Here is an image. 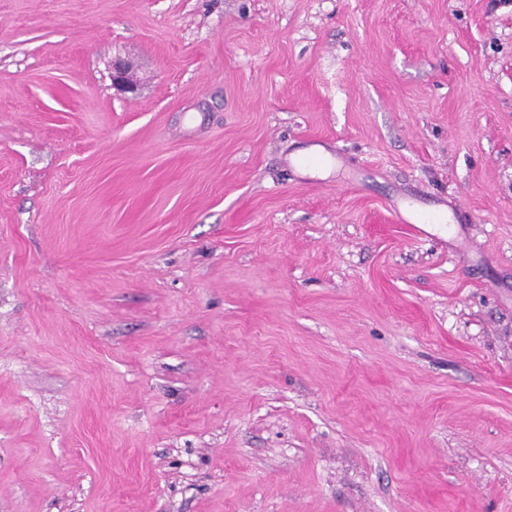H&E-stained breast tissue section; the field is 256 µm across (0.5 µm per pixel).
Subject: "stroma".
<instances>
[{
    "label": "stroma",
    "mask_w": 512,
    "mask_h": 512,
    "mask_svg": "<svg viewBox=\"0 0 512 512\" xmlns=\"http://www.w3.org/2000/svg\"><path fill=\"white\" fill-rule=\"evenodd\" d=\"M0 512H512V0H0Z\"/></svg>",
    "instance_id": "1"
}]
</instances>
